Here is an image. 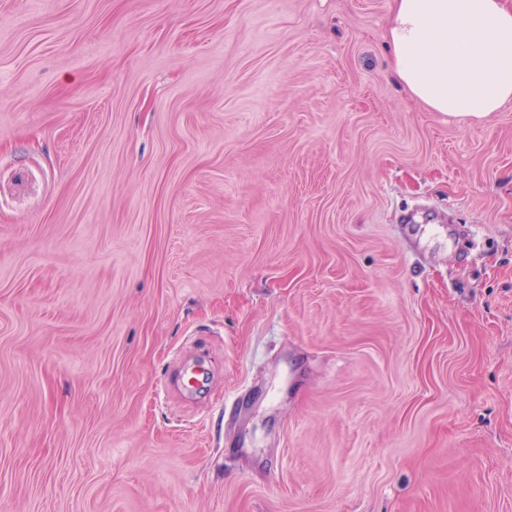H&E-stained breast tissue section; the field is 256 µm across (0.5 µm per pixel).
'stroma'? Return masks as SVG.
<instances>
[{"mask_svg":"<svg viewBox=\"0 0 512 512\" xmlns=\"http://www.w3.org/2000/svg\"><path fill=\"white\" fill-rule=\"evenodd\" d=\"M392 7L0 0V512H512V102ZM508 0H394L387 30L399 84L455 121L481 120L512 101Z\"/></svg>","mask_w":512,"mask_h":512,"instance_id":"35a3bbf8","label":"stroma"}]
</instances>
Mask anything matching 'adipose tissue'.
<instances>
[{
  "label": "adipose tissue",
  "mask_w": 512,
  "mask_h": 512,
  "mask_svg": "<svg viewBox=\"0 0 512 512\" xmlns=\"http://www.w3.org/2000/svg\"><path fill=\"white\" fill-rule=\"evenodd\" d=\"M399 84L455 121L512 101V0H394L387 30Z\"/></svg>",
  "instance_id": "1"
}]
</instances>
